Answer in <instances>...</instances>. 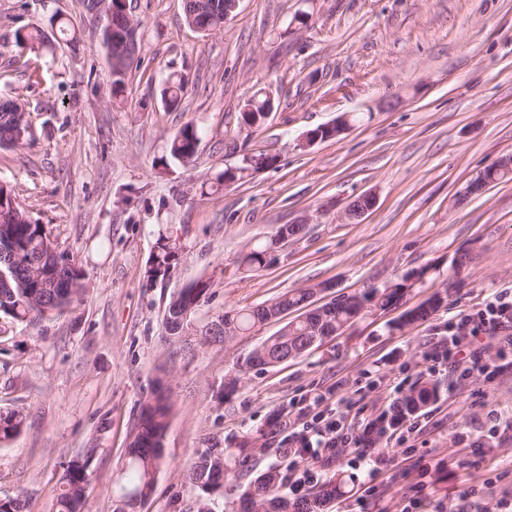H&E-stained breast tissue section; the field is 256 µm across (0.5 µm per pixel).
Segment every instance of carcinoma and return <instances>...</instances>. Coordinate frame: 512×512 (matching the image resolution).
<instances>
[{
    "mask_svg": "<svg viewBox=\"0 0 512 512\" xmlns=\"http://www.w3.org/2000/svg\"><path fill=\"white\" fill-rule=\"evenodd\" d=\"M115 3L114 16L101 15L104 25L101 29L100 45L108 59L112 83V101L121 103L126 92V78L133 59L125 55V50L112 44L108 28L112 22L125 20L123 10L126 5ZM185 20L190 26L206 28L210 31L224 29V0H184ZM51 26L62 35L67 47L72 51L80 49V34L75 25L64 17L52 19ZM48 37L40 29L15 33L16 45L29 51H38L47 45ZM187 91V81L181 75L172 73L166 77L161 90L164 105L175 110ZM269 101L263 89L256 90L250 100L244 103L239 113V131L250 135L261 130L266 123V110ZM30 113L17 100L0 101V147L16 146L25 137L29 127ZM201 135L197 128L187 123L170 139L168 156L161 164L169 161L189 163L198 153ZM276 157L268 154H253L250 162L239 165L236 170L224 171L216 177L218 186L224 185L226 175H231L242 184L249 180L251 172L273 166ZM512 179V168L504 169L492 165L485 169L477 180L495 183ZM48 234L43 225L31 217L29 211L19 201L12 186L0 182V254L16 255L17 261L11 265L0 262V315L18 321H33L51 316L69 307L85 288V275L75 260L64 251H55L44 256L41 245ZM272 244L251 248L241 258V265L251 271H259L271 263ZM183 254L176 240L168 233L159 235L157 251L147 270L148 279L165 283L177 272ZM212 281L200 278L179 289L165 307L164 323L167 334L172 339H180L186 332L193 314L199 306L209 301ZM405 294V288L396 284L391 288H374L358 294V298L386 310L397 305ZM307 289H289L270 300V308L288 306L299 311L308 305ZM444 298H428L416 307L406 311L417 322L435 313ZM269 313L257 307H244L220 315V321L231 325L232 334L238 336L263 324ZM357 318V311L343 302H336L335 313L325 322L313 314L300 319L295 315L266 339L270 360L278 362L292 350L301 351L310 340L324 332L342 333L347 325ZM440 393V383L423 380L411 385L393 403L389 414L381 417L373 429L380 436L387 428L411 417L434 404ZM169 415L168 396L162 386L154 388L151 395L140 405L135 424L136 447L126 454L125 482L119 485L115 498L114 512H130L137 501L149 499L154 492L155 475L163 462L160 440L164 439ZM24 419L16 412H0V443L16 437L22 430ZM246 448L239 445L231 448L222 441H214L211 446L199 453L188 470L189 481L200 491L195 502L196 512L212 504L215 497L224 492V474L227 467L245 457ZM66 477L61 479L56 493L58 512H86L87 471L80 467L68 466ZM283 479L275 469H270L249 480L244 491L247 507L245 512H323L325 505L344 493L347 478L342 474L336 478L315 485L303 497L290 498L281 491Z\"/></svg>",
    "mask_w": 512,
    "mask_h": 512,
    "instance_id": "carcinoma-1",
    "label": "carcinoma"
}]
</instances>
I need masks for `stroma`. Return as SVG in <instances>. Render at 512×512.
I'll use <instances>...</instances> for the list:
<instances>
[{"mask_svg": "<svg viewBox=\"0 0 512 512\" xmlns=\"http://www.w3.org/2000/svg\"><path fill=\"white\" fill-rule=\"evenodd\" d=\"M128 6L142 49L115 104L102 24L80 0H0V98L23 100L32 121L22 145L0 148V181L86 274L84 293L61 313L34 323L0 317V412L25 420L0 444V499L23 496L25 512H57L64 468L88 448V508L113 512L139 406L158 382L171 404L164 461L137 512H187L198 491L186 469L211 436L248 442L250 474L274 467L292 483L275 420L322 396L364 428L427 378L423 354L443 323L512 292V180L465 193L512 155V0H241L211 34L188 26L183 0ZM55 15L78 28L79 52L16 46V30L48 29ZM171 72L188 82L174 111L159 95ZM260 88L275 109L247 139L237 118ZM346 113L354 120L338 139L301 146L305 132ZM188 122L203 134L196 160L161 165ZM242 142L276 165L202 194L238 164ZM365 192L374 208L341 221ZM284 224L304 230L261 272L239 269L241 254ZM166 231L184 258L156 284L146 270ZM420 268L422 281L398 307L367 308L300 358L250 372L222 401L225 375L278 323L190 348L166 337V303L202 277L213 296L193 317L197 333L222 312L289 289L332 281L337 292L362 293ZM437 292V312L401 324ZM437 378L438 401L376 444L391 460L379 477L353 448L321 467L318 481L339 471L354 478L325 512H402L416 495L425 512H512V373ZM466 487L471 496L460 498Z\"/></svg>", "mask_w": 512, "mask_h": 512, "instance_id": "1", "label": "stroma"}]
</instances>
